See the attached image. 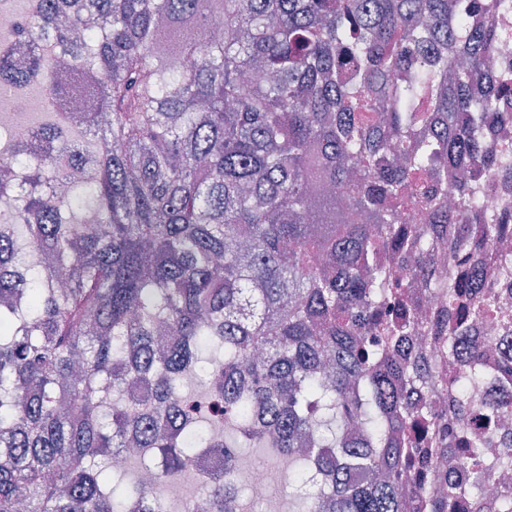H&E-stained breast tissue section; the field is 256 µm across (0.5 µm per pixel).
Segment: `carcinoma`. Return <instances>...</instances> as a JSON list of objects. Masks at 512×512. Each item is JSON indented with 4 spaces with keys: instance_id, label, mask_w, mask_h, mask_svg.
<instances>
[{
    "instance_id": "1",
    "label": "carcinoma",
    "mask_w": 512,
    "mask_h": 512,
    "mask_svg": "<svg viewBox=\"0 0 512 512\" xmlns=\"http://www.w3.org/2000/svg\"><path fill=\"white\" fill-rule=\"evenodd\" d=\"M31 2L0 85L71 111L0 146V512H169L205 453L183 512H241L226 429L321 476L300 512H512L458 429L466 387L512 384L479 338L512 335V213L477 194L512 183L482 22L512 0ZM445 457L467 479L406 494Z\"/></svg>"
}]
</instances>
